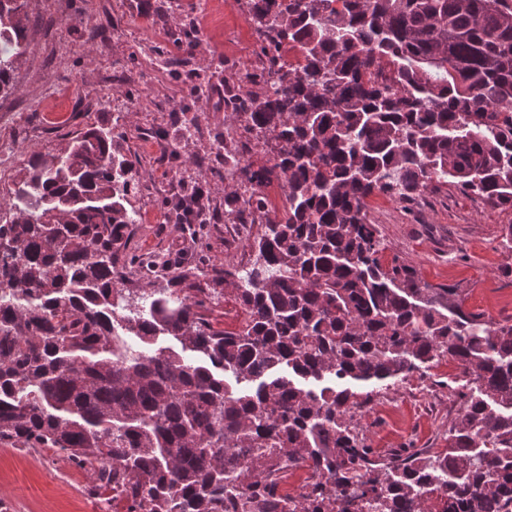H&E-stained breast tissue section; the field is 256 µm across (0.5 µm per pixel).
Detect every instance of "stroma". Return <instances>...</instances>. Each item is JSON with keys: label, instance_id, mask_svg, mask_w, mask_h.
<instances>
[{"label": "stroma", "instance_id": "1", "mask_svg": "<svg viewBox=\"0 0 512 512\" xmlns=\"http://www.w3.org/2000/svg\"><path fill=\"white\" fill-rule=\"evenodd\" d=\"M26 11V51L13 90L0 93V200L30 155L64 146L88 125L115 124L139 178L130 251L188 263L204 250L228 269L252 265L247 239H224V175L214 172L211 153L224 133V77L245 76L258 57L244 0H27ZM185 23L200 47L180 61L170 32ZM152 53L171 66L154 69ZM190 72L210 81L211 97H186ZM181 111L199 129L187 142L175 118ZM190 181L206 185L212 214L193 240L161 208L172 184ZM367 212L387 246L384 261L404 260L431 287L462 289L468 310L512 324V251L501 246L512 210L445 186L408 203L374 195ZM457 374L443 358L426 377L374 396L360 420L371 448H446L460 409L448 395ZM91 484V470L53 450L0 443V512H101Z\"/></svg>", "mask_w": 512, "mask_h": 512}]
</instances>
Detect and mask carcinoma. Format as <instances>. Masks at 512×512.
I'll use <instances>...</instances> for the list:
<instances>
[{
  "label": "carcinoma",
  "mask_w": 512,
  "mask_h": 512,
  "mask_svg": "<svg viewBox=\"0 0 512 512\" xmlns=\"http://www.w3.org/2000/svg\"><path fill=\"white\" fill-rule=\"evenodd\" d=\"M246 4L275 91L226 78L224 98L274 146L224 185V223L260 225L256 261L156 271L125 253L138 180L109 128L30 155L0 204V443L94 470L125 512H512V324L384 264L367 218L374 194L448 184L512 210V0ZM26 19V0H0V91ZM172 38L195 52L193 28ZM193 207L186 195L165 218ZM226 295L245 314L234 331L208 315ZM445 356L466 381L448 447L377 455L361 409ZM299 469L318 481L278 493Z\"/></svg>",
  "instance_id": "carcinoma-1"
}]
</instances>
